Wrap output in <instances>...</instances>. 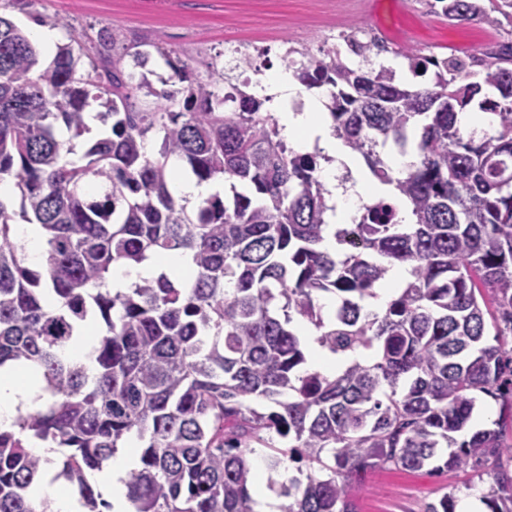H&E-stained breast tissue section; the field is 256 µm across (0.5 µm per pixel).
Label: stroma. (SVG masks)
Returning a JSON list of instances; mask_svg holds the SVG:
<instances>
[{
	"label": "stroma",
	"instance_id": "obj_1",
	"mask_svg": "<svg viewBox=\"0 0 512 512\" xmlns=\"http://www.w3.org/2000/svg\"><path fill=\"white\" fill-rule=\"evenodd\" d=\"M0 15L28 27L34 16L45 22L65 20L62 43L84 30L108 27L130 41L166 47L189 64L217 57L234 64L236 43L257 44L253 66L263 76L283 70V48L318 52L338 43L341 33L358 26L383 38L391 48L382 55L408 85L431 82L432 74L413 76L401 52L421 56L468 58L485 48L512 41V23L495 27L474 19L448 21L427 0H34L25 11L12 0H0ZM488 481L472 473L377 470L368 474L358 493L359 512H425L449 490L466 496L484 491Z\"/></svg>",
	"mask_w": 512,
	"mask_h": 512
}]
</instances>
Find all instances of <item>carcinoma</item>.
I'll return each mask as SVG.
<instances>
[{
  "label": "carcinoma",
  "instance_id": "1",
  "mask_svg": "<svg viewBox=\"0 0 512 512\" xmlns=\"http://www.w3.org/2000/svg\"><path fill=\"white\" fill-rule=\"evenodd\" d=\"M444 2L450 20L512 17V0ZM157 52L175 91L135 81L127 61L143 68L149 54L108 28L45 63L0 15V181L21 196L17 212L0 200V366H33L51 397L0 432V512H54L31 494L44 466L35 440L55 445L56 478L101 512L88 475L133 433L135 512H253L257 448L281 512H358L365 474L390 467L488 473L484 503L512 512V42L473 58L477 80L458 58L408 52L414 75L435 68L421 87L383 66L352 68L334 49L302 53L293 76L328 89L332 134L393 187L351 224L327 222L320 152L290 147L264 100L236 85L220 95ZM142 89L154 101L138 104ZM92 101L108 133L79 150ZM468 107L490 115L480 134L458 127ZM388 145L413 157L398 176ZM173 157L224 194L188 206L170 188ZM17 217L43 230L39 270L15 239ZM328 233L332 254L320 247ZM160 254L190 255L192 274L112 288L113 266ZM395 262L410 278L374 311ZM327 295L337 305L326 317ZM90 319L103 331L88 365L71 348ZM301 324L330 354L369 360L332 377L306 369ZM478 394L500 403L499 418L460 439ZM301 459L308 469L290 473ZM457 503L452 491L426 512Z\"/></svg>",
  "mask_w": 512,
  "mask_h": 512
}]
</instances>
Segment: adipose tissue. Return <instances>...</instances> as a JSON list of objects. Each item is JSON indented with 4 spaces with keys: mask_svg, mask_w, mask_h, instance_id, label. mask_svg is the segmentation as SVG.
<instances>
[{
    "mask_svg": "<svg viewBox=\"0 0 512 512\" xmlns=\"http://www.w3.org/2000/svg\"><path fill=\"white\" fill-rule=\"evenodd\" d=\"M272 100L268 107L278 117L283 133L292 138L298 149L321 150L329 155H343L344 148L333 136L329 121L321 110L317 98L303 101L302 108H295V100L300 99L301 87L287 72L280 71L270 78ZM191 265L189 256L152 257L139 265L114 266L112 286L116 289L130 283L156 276L161 267L185 270ZM43 380L26 364L8 362L0 366V430H13L20 408L37 404L43 390ZM138 464L134 451L117 453L110 468L101 476L110 489L109 512H131L127 498L126 477Z\"/></svg>",
    "mask_w": 512,
    "mask_h": 512,
    "instance_id": "obj_1",
    "label": "adipose tissue"
}]
</instances>
